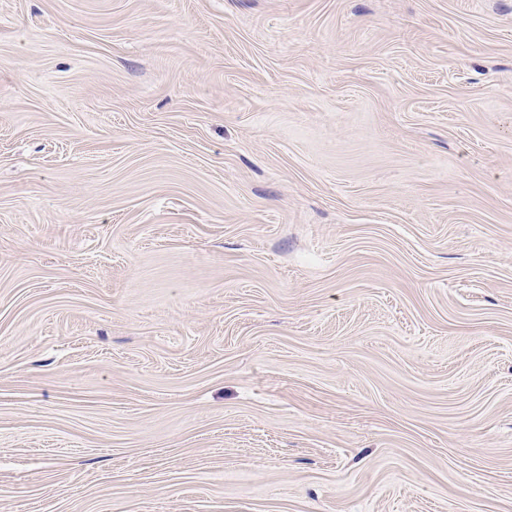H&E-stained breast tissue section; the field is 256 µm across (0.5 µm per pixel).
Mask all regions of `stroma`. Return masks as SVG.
I'll use <instances>...</instances> for the list:
<instances>
[{
	"mask_svg": "<svg viewBox=\"0 0 512 512\" xmlns=\"http://www.w3.org/2000/svg\"><path fill=\"white\" fill-rule=\"evenodd\" d=\"M0 512H512V0H0Z\"/></svg>",
	"mask_w": 512,
	"mask_h": 512,
	"instance_id": "obj_1",
	"label": "stroma"
}]
</instances>
